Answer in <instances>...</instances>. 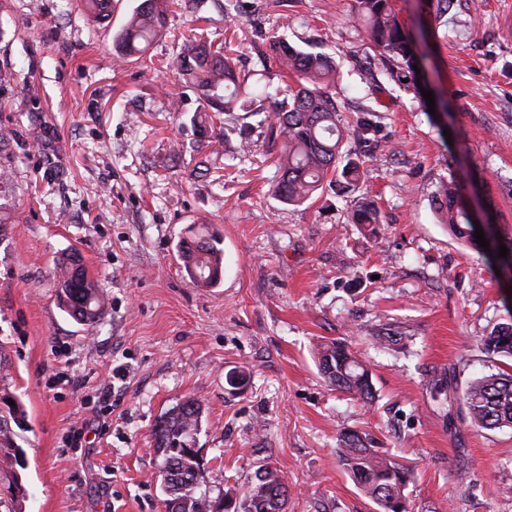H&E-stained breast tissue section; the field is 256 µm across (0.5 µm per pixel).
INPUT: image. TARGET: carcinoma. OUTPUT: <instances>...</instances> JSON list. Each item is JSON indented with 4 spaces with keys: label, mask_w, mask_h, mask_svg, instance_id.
<instances>
[{
    "label": "carcinoma",
    "mask_w": 512,
    "mask_h": 512,
    "mask_svg": "<svg viewBox=\"0 0 512 512\" xmlns=\"http://www.w3.org/2000/svg\"><path fill=\"white\" fill-rule=\"evenodd\" d=\"M178 0H141L127 23L113 37V56L126 61L143 55L162 34L167 17ZM360 15L367 39L390 66L391 77L410 86L414 78L416 53L413 40L401 27L391 0H359ZM271 59L280 77L293 78L276 101L275 134L282 140L278 157L280 176L275 193L281 201L295 205L313 198L326 186L353 191L363 176L365 161L343 151L345 139L368 140L376 132V113L365 112L354 128L338 121L339 103L333 89L340 75L332 58L321 52L296 48L285 39L273 42ZM185 83L195 88L206 103L207 112L231 113L246 109L240 97V74L224 44L212 48L187 44L173 60ZM434 206L451 233L472 242L473 220L456 181H444L433 196ZM353 224H379L374 204L365 202L350 216ZM219 236L201 228L180 239L177 251L183 267L200 288L217 285L224 270V249ZM57 299L74 320L91 325L102 315L105 300L87 278L81 260L68 255L59 266ZM489 352L512 356V322L503 323L484 337ZM321 374L335 390L365 404L373 400L369 367L349 344L342 340L325 342L317 348ZM7 376L0 377V512H23L26 490L15 471L18 455L14 428H23L25 413L20 404L9 405L15 396L7 390ZM431 398L446 404L452 400L448 372L431 379ZM469 424L477 429L512 427V371L500 369L470 381L461 397ZM202 404L189 398L172 407L154 431V447L162 463L170 466V478L163 483L165 506L183 505L185 512H212V504L196 491L204 481L203 468L194 450L202 428ZM340 462L359 489L373 500L380 512H407L404 490L410 468L380 454L370 437L357 430L340 435ZM288 500V485L281 471L268 464L259 466L247 483L237 512H282Z\"/></svg>",
    "instance_id": "1"
}]
</instances>
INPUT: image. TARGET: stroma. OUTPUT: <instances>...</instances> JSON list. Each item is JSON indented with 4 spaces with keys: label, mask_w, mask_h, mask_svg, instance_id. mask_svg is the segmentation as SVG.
<instances>
[{
    "label": "stroma",
    "mask_w": 512,
    "mask_h": 512,
    "mask_svg": "<svg viewBox=\"0 0 512 512\" xmlns=\"http://www.w3.org/2000/svg\"><path fill=\"white\" fill-rule=\"evenodd\" d=\"M139 2L112 0L95 25L77 0H0V356L27 411L24 512H165L153 431L189 398L204 409L209 500L242 495L268 463L288 483L286 512H378L337 454L340 434L361 430L411 467L408 512H512V428L475 429L429 388L442 369L460 392L512 367L482 348L512 316V272L457 240L432 202L440 181L461 182L512 243V0H453L441 27L434 0H392L425 56L431 107L390 77L357 0H207L117 62L112 36ZM277 38L333 57L342 123L378 112L372 141L345 143L368 157L357 190L282 203L269 125L242 152L250 117L203 120L172 67L185 40L222 41L248 87L273 93ZM364 200L381 224L348 223ZM201 224L223 240L211 288L177 257ZM71 254L106 299L92 325L57 305ZM387 328L407 345L379 342ZM331 339L367 362L372 405L321 376L315 351ZM235 367L250 374L240 391L225 379Z\"/></svg>",
    "instance_id": "stroma-1"
}]
</instances>
